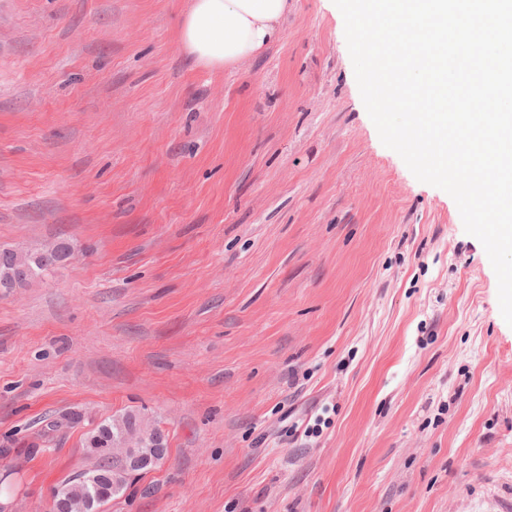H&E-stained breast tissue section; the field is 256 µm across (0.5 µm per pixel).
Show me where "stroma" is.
<instances>
[{"mask_svg":"<svg viewBox=\"0 0 512 512\" xmlns=\"http://www.w3.org/2000/svg\"><path fill=\"white\" fill-rule=\"evenodd\" d=\"M186 2L0 0V246L72 250L0 289L8 512L128 411L167 453L105 512H512L495 271L382 144L340 10L210 72Z\"/></svg>","mask_w":512,"mask_h":512,"instance_id":"1","label":"stroma"}]
</instances>
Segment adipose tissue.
<instances>
[{"label": "adipose tissue", "mask_w": 512, "mask_h": 512, "mask_svg": "<svg viewBox=\"0 0 512 512\" xmlns=\"http://www.w3.org/2000/svg\"><path fill=\"white\" fill-rule=\"evenodd\" d=\"M288 9L289 0H190L180 47L201 68H237L280 40Z\"/></svg>", "instance_id": "obj_1"}]
</instances>
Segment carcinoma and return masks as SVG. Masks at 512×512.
Masks as SVG:
<instances>
[{
	"mask_svg": "<svg viewBox=\"0 0 512 512\" xmlns=\"http://www.w3.org/2000/svg\"><path fill=\"white\" fill-rule=\"evenodd\" d=\"M72 257L71 248L65 241H57L35 250L0 247V288L12 289L27 285L46 272L62 265ZM159 429L143 425L140 416L126 412L103 421L88 436V448L96 457L95 465L61 484L55 494L71 502V512H82L85 497L99 493L103 502L120 495L127 487L124 472L113 468L112 457L104 453L136 434L142 447L147 448Z\"/></svg>",
	"mask_w": 512,
	"mask_h": 512,
	"instance_id": "carcinoma-1",
	"label": "carcinoma"
}]
</instances>
